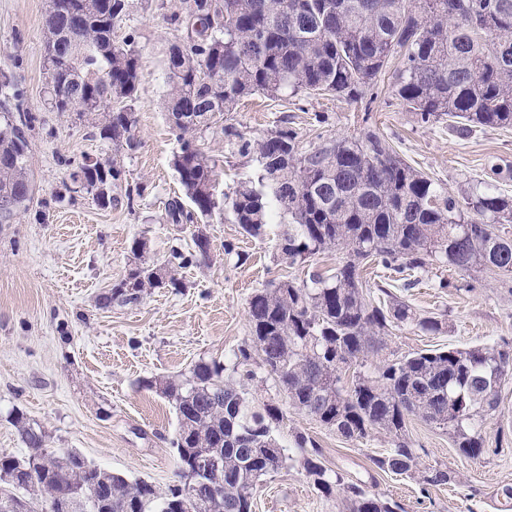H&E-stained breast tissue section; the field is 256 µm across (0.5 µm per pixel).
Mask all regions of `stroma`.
Listing matches in <instances>:
<instances>
[{
	"label": "stroma",
	"instance_id": "stroma-1",
	"mask_svg": "<svg viewBox=\"0 0 512 512\" xmlns=\"http://www.w3.org/2000/svg\"><path fill=\"white\" fill-rule=\"evenodd\" d=\"M119 36L130 35L140 56L141 87L133 106L139 145L119 153L123 189L132 200L109 209L89 194H68L64 184L83 156L106 158L112 147L96 138L90 120L52 111L45 102L43 31L47 0H0V71L9 73L38 116L29 164L36 190L27 210L0 224V454L25 448L10 424L20 411L37 421L53 448H75L101 469L128 481L165 488L176 478L171 445L178 421L172 405L144 380L188 373L198 360L230 357L249 336L247 302L274 280L302 281L304 269L278 259V240L243 235L229 207L194 224H172L166 203L183 190L171 165L177 142L167 116V58L178 33L169 23L182 0H126ZM232 119L259 138L290 127L303 149L370 129L383 135L410 165L455 195L484 188L512 195V128H476L460 135L447 122L423 127L382 78L374 99L352 103L314 92L258 94L241 102ZM199 145L217 162L215 192L231 193L253 174L251 158L224 151L220 128L199 131ZM204 232L209 258L182 270V288H154L139 303L104 307L103 294L138 261L164 265L171 247L189 249ZM144 241L134 254L135 241ZM232 254H225V246ZM454 270H433L407 297L417 314H442V334L396 330L390 346L467 348L512 342V280L477 274L473 288L441 290ZM312 436L326 465L346 480L399 501L406 512H512L499 490L512 486V383L499 411L485 422L488 451L480 459L457 455L451 437L421 421L410 438L428 463L445 462L459 482L421 493L415 481L376 469L388 436L351 442L311 417L288 413L277 431L283 446L294 432ZM253 512H336L335 499L320 497L297 469L266 478Z\"/></svg>",
	"mask_w": 512,
	"mask_h": 512
}]
</instances>
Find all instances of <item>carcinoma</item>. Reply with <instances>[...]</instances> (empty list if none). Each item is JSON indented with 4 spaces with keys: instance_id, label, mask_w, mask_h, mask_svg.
<instances>
[{
    "instance_id": "cac0c4a2",
    "label": "carcinoma",
    "mask_w": 512,
    "mask_h": 512,
    "mask_svg": "<svg viewBox=\"0 0 512 512\" xmlns=\"http://www.w3.org/2000/svg\"><path fill=\"white\" fill-rule=\"evenodd\" d=\"M125 0H54L44 28L48 104L94 121L99 139L115 151L138 146L133 104L141 85L139 54L130 37L117 38ZM170 22L181 32L167 60L169 122L178 150L171 164L194 210L173 198L167 217L181 224L220 208L215 163L199 147L197 131L229 115L244 98L309 90L356 101L385 76L391 59L402 66L392 93L429 126L448 119L460 134L475 128L512 127V0H183ZM96 70L109 81L87 80ZM77 106L55 97L60 84ZM0 224L28 208L34 179L29 165L35 116L23 107L12 77L0 72ZM224 144L254 157V175L238 180L228 196L235 222L247 236L279 240L290 266L336 252L334 270L308 280H280L250 296V336L232 357L196 362L187 374L145 382L174 407L172 441L177 480L155 485L75 461L74 449L51 450L37 422L15 413L10 422L26 452L0 456V512H50L60 496L83 502L96 488L98 504L77 512H252L268 476L297 467L322 496H336L338 512H405L401 503L327 468L322 451L298 431L293 447L276 436L286 409L318 420L350 441L374 433L391 448L371 458L384 473L405 475L420 491L450 485L456 472L427 464L407 438V423L421 420L451 435L460 455L486 452L484 424L512 379V343L441 348L399 355L388 347L393 331L412 326L424 334L445 329L438 316L417 315L407 292L433 269L460 274H512V196L471 191L462 202L409 165L372 130L300 147L297 133L280 128L252 139L232 123ZM124 169L117 157H83L70 172L96 189L94 203L120 202ZM288 218L274 223L276 215ZM195 249L172 250L168 278L138 266L103 295L104 306L139 302L151 288H178L179 272L204 259L209 239L194 234ZM375 263L390 272L364 290L360 268ZM378 358L370 366L368 359ZM271 376L288 408L271 401L257 409L245 383L254 367ZM211 453L220 467L203 480L215 493L200 504L180 498L192 459Z\"/></svg>"
}]
</instances>
